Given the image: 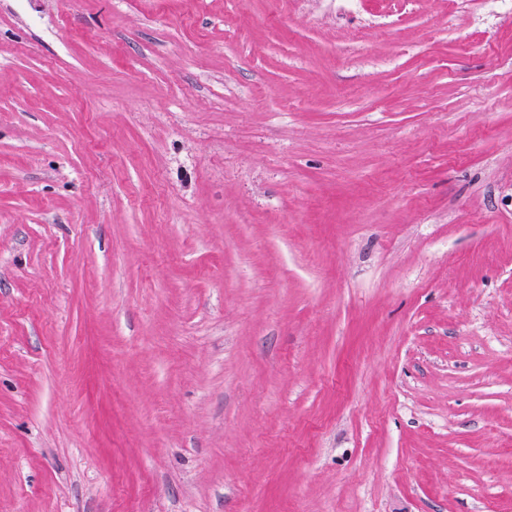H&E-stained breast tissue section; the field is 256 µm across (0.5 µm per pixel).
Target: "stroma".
I'll return each mask as SVG.
<instances>
[{
	"instance_id": "1",
	"label": "stroma",
	"mask_w": 512,
	"mask_h": 512,
	"mask_svg": "<svg viewBox=\"0 0 512 512\" xmlns=\"http://www.w3.org/2000/svg\"><path fill=\"white\" fill-rule=\"evenodd\" d=\"M0 512H512V5L0 0Z\"/></svg>"
}]
</instances>
